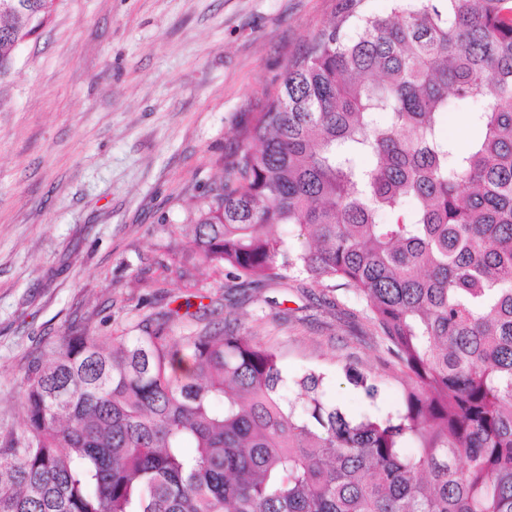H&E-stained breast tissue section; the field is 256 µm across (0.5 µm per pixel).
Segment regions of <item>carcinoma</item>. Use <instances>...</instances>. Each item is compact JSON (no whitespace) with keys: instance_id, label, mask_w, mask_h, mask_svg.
Instances as JSON below:
<instances>
[{"instance_id":"obj_1","label":"carcinoma","mask_w":512,"mask_h":512,"mask_svg":"<svg viewBox=\"0 0 512 512\" xmlns=\"http://www.w3.org/2000/svg\"><path fill=\"white\" fill-rule=\"evenodd\" d=\"M57 4L0 0V87ZM476 96L467 141L445 136ZM234 140L180 276L343 290L402 404L348 416L237 319L178 340L170 320L213 313L188 303L22 368L0 512H512V0H341ZM470 106H482V98L477 96L465 102L457 103L448 112V118L444 123L443 132L458 142L466 140L468 135V123L466 122V112L470 111Z\"/></svg>"}]
</instances>
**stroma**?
I'll use <instances>...</instances> for the list:
<instances>
[{
	"instance_id": "1",
	"label": "stroma",
	"mask_w": 512,
	"mask_h": 512,
	"mask_svg": "<svg viewBox=\"0 0 512 512\" xmlns=\"http://www.w3.org/2000/svg\"><path fill=\"white\" fill-rule=\"evenodd\" d=\"M339 0H60L0 94V436L24 417L22 366L86 327L100 338L205 295L273 345L289 375L326 374L353 416L346 367L403 382L354 301L303 281L243 288L207 266L178 276L177 227L224 173L258 109Z\"/></svg>"
}]
</instances>
